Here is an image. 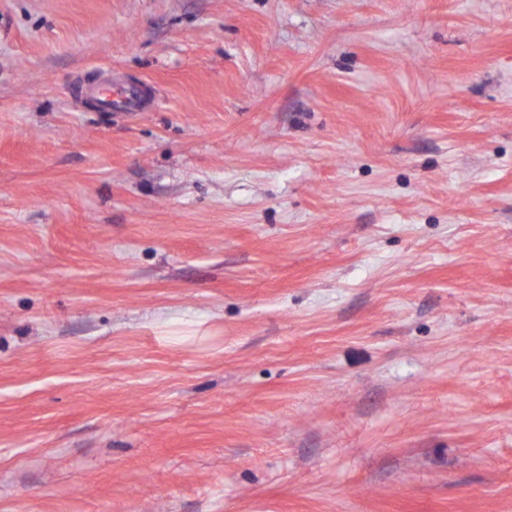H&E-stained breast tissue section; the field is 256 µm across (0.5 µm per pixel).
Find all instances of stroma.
Returning <instances> with one entry per match:
<instances>
[{
  "instance_id": "obj_1",
  "label": "stroma",
  "mask_w": 512,
  "mask_h": 512,
  "mask_svg": "<svg viewBox=\"0 0 512 512\" xmlns=\"http://www.w3.org/2000/svg\"><path fill=\"white\" fill-rule=\"evenodd\" d=\"M0 512H512V0H0Z\"/></svg>"
}]
</instances>
